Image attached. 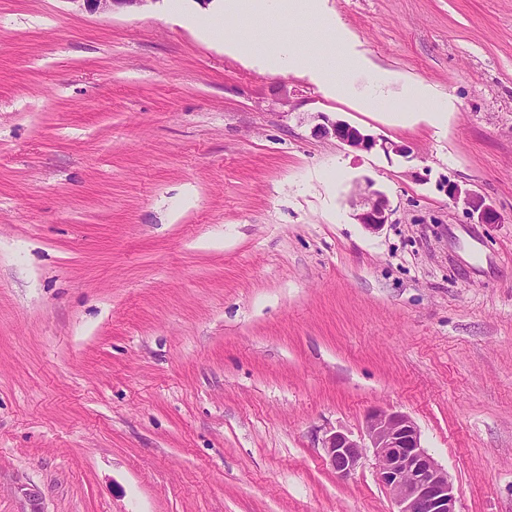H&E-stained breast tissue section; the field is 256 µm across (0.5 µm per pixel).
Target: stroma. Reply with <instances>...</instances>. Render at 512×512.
<instances>
[{
    "label": "stroma",
    "instance_id": "1",
    "mask_svg": "<svg viewBox=\"0 0 512 512\" xmlns=\"http://www.w3.org/2000/svg\"><path fill=\"white\" fill-rule=\"evenodd\" d=\"M223 4L0 0V512H392L373 457L344 478L322 447L375 409L457 512H512V0ZM286 43L339 88L265 69ZM83 2L84 8L90 12H113L116 9H138L151 0H74ZM227 10L238 16L265 15L277 13L288 16L309 15L316 13L318 0H225ZM315 119L321 121L313 128L316 136L335 139L354 150L369 152L379 149L389 157L391 154L404 156L408 152L405 144L388 138L375 137L345 121L332 120L324 113H318ZM352 206L354 220L369 231L376 232L384 224H389L391 215L389 201L385 194L373 189L372 182L368 181L366 187L359 190ZM447 192L448 199L452 204L461 207L470 218H476L477 223H499L498 212L486 202L484 197L475 191L462 187L456 182H449Z\"/></svg>",
    "mask_w": 512,
    "mask_h": 512
}]
</instances>
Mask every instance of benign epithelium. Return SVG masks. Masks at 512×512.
<instances>
[{
  "label": "benign epithelium",
  "mask_w": 512,
  "mask_h": 512,
  "mask_svg": "<svg viewBox=\"0 0 512 512\" xmlns=\"http://www.w3.org/2000/svg\"><path fill=\"white\" fill-rule=\"evenodd\" d=\"M83 3L90 12H112L116 9H138L149 0H72ZM314 134L332 138L357 151L381 150L385 155L403 156L407 146L388 138L375 137L342 120H332L320 113ZM448 199L479 224L499 223L498 212L484 197L456 182H448ZM354 220L365 229L376 232L389 223L390 205L372 182L356 194L352 202ZM323 448L331 468L340 476H348L360 465L367 452H372L376 477L388 490L397 506L396 512H456V497L448 473L423 448L414 422L400 412L374 410L366 416L364 435L358 439L334 431L323 439Z\"/></svg>",
  "instance_id": "obj_1"
}]
</instances>
